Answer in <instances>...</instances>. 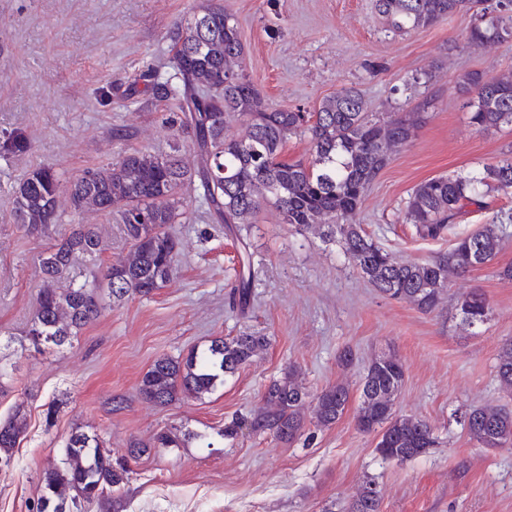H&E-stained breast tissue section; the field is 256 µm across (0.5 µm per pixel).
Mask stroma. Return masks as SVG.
<instances>
[{"instance_id":"35a3bbf8","label":"stroma","mask_w":512,"mask_h":512,"mask_svg":"<svg viewBox=\"0 0 512 512\" xmlns=\"http://www.w3.org/2000/svg\"><path fill=\"white\" fill-rule=\"evenodd\" d=\"M238 17L241 66L273 107L312 112L345 87L358 89L368 111L397 117L423 97L433 105L415 138L393 152L355 216L399 261L422 262L466 235L512 215V193L494 192L486 209L470 208L452 234L419 238L404 220L419 183L468 175L479 163L512 155V125L473 130L460 90L465 74L512 72V42L471 46L472 24L460 13L407 34L389 29L375 0H222ZM198 0H0V134L22 132L31 149L0 153V419L24 403L28 427L8 470L0 471V512H34L46 470L61 466L72 431L98 436L113 462L130 468L121 491L85 512H345L365 477L381 491L380 512H512V444L483 448L470 440L463 415L495 402L512 408V390L496 374L500 348L512 340V225L496 257L465 277L451 278L439 307L384 298L347 263L338 247L299 236L275 208L262 207L247 239L254 287L247 313L229 294L240 245L190 199L177 272L148 296L104 297L101 314L59 347L28 336L45 282L39 259L75 225H92L104 250L76 256L61 286L91 281L124 256L129 244L116 215L79 214L59 198L58 221L30 233L18 224L13 192L40 164L70 180L124 152H167L173 139L165 104L102 105L99 92L125 91L135 76L166 71L168 30ZM430 71L427 86L407 88ZM122 130L123 139L112 137ZM491 304L489 320L465 325L457 301L471 289ZM255 331L268 349L201 399L168 406L143 400L138 386L160 356L181 357L211 341ZM351 349L354 362L338 357ZM394 353L406 367L398 414L428 421L439 443L397 463L375 452L374 436L357 430L353 412L327 428L307 425L284 442L225 424L247 418L288 365L309 392L342 380L358 386L369 363ZM164 429L190 436L181 448L131 458L134 442Z\"/></svg>"}]
</instances>
